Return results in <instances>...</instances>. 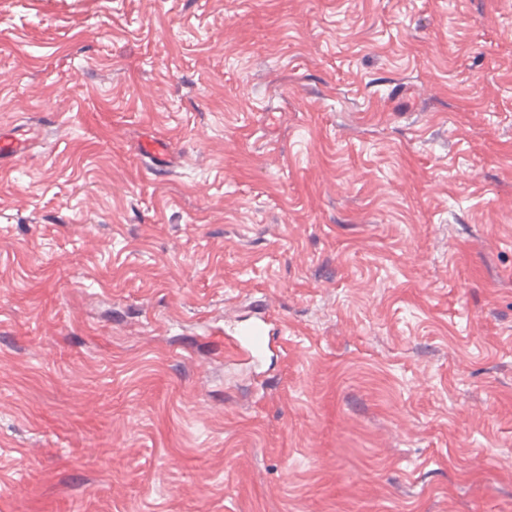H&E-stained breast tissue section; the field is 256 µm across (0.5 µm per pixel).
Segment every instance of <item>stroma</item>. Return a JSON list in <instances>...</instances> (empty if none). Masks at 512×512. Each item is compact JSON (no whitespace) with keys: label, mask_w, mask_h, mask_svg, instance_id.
<instances>
[{"label":"stroma","mask_w":512,"mask_h":512,"mask_svg":"<svg viewBox=\"0 0 512 512\" xmlns=\"http://www.w3.org/2000/svg\"><path fill=\"white\" fill-rule=\"evenodd\" d=\"M27 120L0 512H512V0H0ZM250 314L225 326V352L259 367L268 353L281 349L285 326L263 302L249 306Z\"/></svg>","instance_id":"stroma-1"}]
</instances>
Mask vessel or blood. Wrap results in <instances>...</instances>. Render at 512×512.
Listing matches in <instances>:
<instances>
[{
	"mask_svg": "<svg viewBox=\"0 0 512 512\" xmlns=\"http://www.w3.org/2000/svg\"><path fill=\"white\" fill-rule=\"evenodd\" d=\"M35 135L32 129L0 134L1 171L13 169L29 154ZM284 335L283 322L264 302L257 301L251 304L248 316L225 326L224 347L226 353L244 358L258 367L268 353L282 347Z\"/></svg>",
	"mask_w": 512,
	"mask_h": 512,
	"instance_id": "b4317fda",
	"label": "vessel or blood"
}]
</instances>
